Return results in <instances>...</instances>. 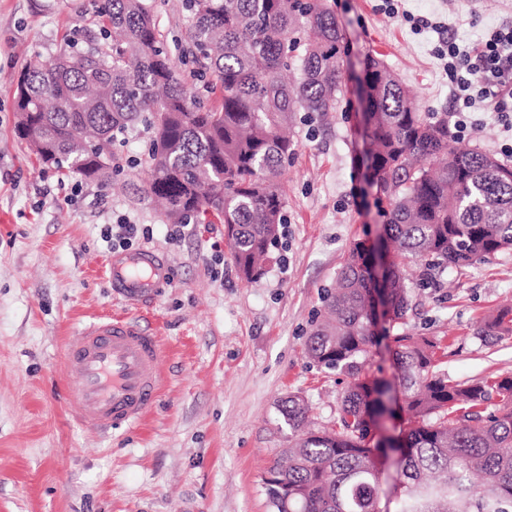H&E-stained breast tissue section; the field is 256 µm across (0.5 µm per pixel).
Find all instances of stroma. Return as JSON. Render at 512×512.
Wrapping results in <instances>:
<instances>
[{"label":"stroma","mask_w":512,"mask_h":512,"mask_svg":"<svg viewBox=\"0 0 512 512\" xmlns=\"http://www.w3.org/2000/svg\"><path fill=\"white\" fill-rule=\"evenodd\" d=\"M342 22L344 93L338 109L296 122L284 175L286 224L264 274L240 278L222 224L170 221L148 190L151 133L137 127L119 159L136 158L112 186L40 173L15 133L10 85L32 52L50 58L74 30L96 36L94 0H0V512H269L262 479L287 447L281 398L296 394L314 427L338 419L345 375L304 351L324 290L356 243L372 245L383 219L365 180L356 78L366 56L384 61L427 112L451 109L437 49L480 47L512 24V0H325ZM428 18L416 31L410 16ZM459 146L512 162V126L475 107ZM141 224V244L169 278L130 304L102 278L106 227ZM180 231L171 240L172 231ZM512 305V250L437 274L415 291L398 334L435 343L450 379L512 376V336L477 330ZM131 315L163 337L162 393L143 422L102 436L63 398L61 365L75 326Z\"/></svg>","instance_id":"obj_1"}]
</instances>
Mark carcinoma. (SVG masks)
Masks as SVG:
<instances>
[{"mask_svg":"<svg viewBox=\"0 0 512 512\" xmlns=\"http://www.w3.org/2000/svg\"><path fill=\"white\" fill-rule=\"evenodd\" d=\"M98 2L100 45L69 39L12 85L19 136L43 165L106 187L115 148L144 125L150 193L170 215L223 224L239 274L258 278L285 223L280 177L297 151L286 129L301 112L337 111L342 23L323 0H185L176 47L191 77H213L220 105L206 108L173 69L149 0ZM360 86L386 220L375 247L352 249L305 341L313 364L349 378L339 422L311 429L298 396L279 405L305 434L269 469L271 512H512V377L452 382L411 336L395 338L394 380L365 373L432 272L512 250V166L457 147L448 113L420 111L381 60L367 59ZM479 335L512 336V307ZM395 394L411 425L386 446L373 430Z\"/></svg>","mask_w":512,"mask_h":512,"instance_id":"obj_1","label":"carcinoma"}]
</instances>
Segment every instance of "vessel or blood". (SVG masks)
I'll return each instance as SVG.
<instances>
[{"label":"vessel or blood","instance_id":"obj_1","mask_svg":"<svg viewBox=\"0 0 512 512\" xmlns=\"http://www.w3.org/2000/svg\"><path fill=\"white\" fill-rule=\"evenodd\" d=\"M168 269L150 248L108 258L103 277L116 294L135 299L153 294ZM168 350L159 334L125 316H100L77 326L61 356L76 382L65 399L88 428L107 432L138 426L163 387Z\"/></svg>","mask_w":512,"mask_h":512}]
</instances>
